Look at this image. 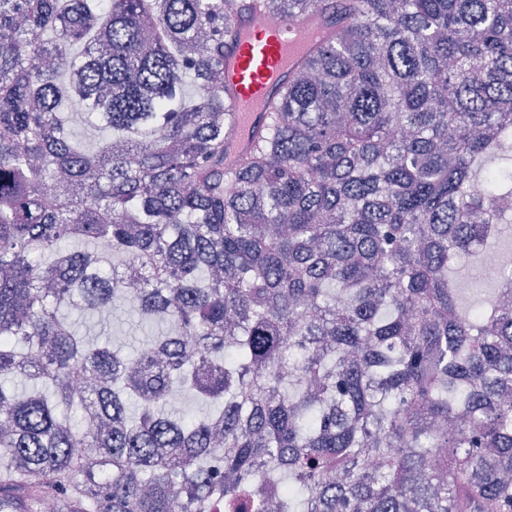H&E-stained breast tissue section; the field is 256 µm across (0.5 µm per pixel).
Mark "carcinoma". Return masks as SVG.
Instances as JSON below:
<instances>
[{
	"label": "carcinoma",
	"instance_id": "1",
	"mask_svg": "<svg viewBox=\"0 0 512 512\" xmlns=\"http://www.w3.org/2000/svg\"><path fill=\"white\" fill-rule=\"evenodd\" d=\"M256 7L334 31L230 161ZM511 224L512 0H0V512H512ZM505 265H512L511 255H505L498 251L488 253L478 269L479 277L486 282H500ZM123 298L114 297L112 300V310L123 309ZM106 311L95 314L90 317L77 320V328L80 334H90L97 337L100 341H111L114 346L120 347L126 353H132L146 340L156 336H148L143 331L140 324L133 320L127 311L112 312Z\"/></svg>",
	"mask_w": 512,
	"mask_h": 512
}]
</instances>
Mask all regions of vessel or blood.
Returning a JSON list of instances; mask_svg holds the SVG:
<instances>
[{
    "instance_id": "vessel-or-blood-1",
    "label": "vessel or blood",
    "mask_w": 512,
    "mask_h": 512,
    "mask_svg": "<svg viewBox=\"0 0 512 512\" xmlns=\"http://www.w3.org/2000/svg\"><path fill=\"white\" fill-rule=\"evenodd\" d=\"M236 24L240 40L224 57L227 98L233 126L224 133L232 154L252 146L251 134L264 125V117L279 87L304 59L325 42L330 23L313 14L297 21L244 14Z\"/></svg>"
}]
</instances>
